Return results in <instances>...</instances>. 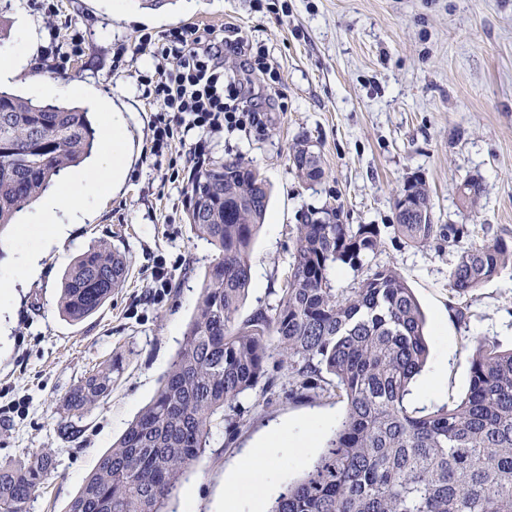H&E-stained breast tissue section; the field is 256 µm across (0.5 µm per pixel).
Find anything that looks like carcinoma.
I'll return each mask as SVG.
<instances>
[{"label": "carcinoma", "mask_w": 512, "mask_h": 512, "mask_svg": "<svg viewBox=\"0 0 512 512\" xmlns=\"http://www.w3.org/2000/svg\"><path fill=\"white\" fill-rule=\"evenodd\" d=\"M97 145V129L77 107L36 103L0 89V233L67 167ZM301 135L290 160L308 183L325 174ZM393 232L416 245L464 231L432 223L425 182L402 189ZM465 207L482 196L479 179L457 188ZM187 221L215 250L196 313L154 398L86 477L67 512H167L182 479L246 394L274 385L268 361L280 357L289 396H333L346 412L320 454L282 484L267 512H512V349L474 337L470 381L459 399L419 407L412 384L429 355L426 318L392 267H368L353 288L335 285L337 263L361 267L381 245L374 224H322L302 214L278 300L240 316L251 283L250 252L265 221L268 191L259 173L220 160L193 173ZM512 267L501 238L460 247L452 290L466 296ZM128 273L125 254L99 242L62 281L59 309L72 321L96 312ZM112 393V363L81 378L61 400L57 435L75 442L84 412ZM57 469L48 450L0 464V512H29Z\"/></svg>", "instance_id": "1"}]
</instances>
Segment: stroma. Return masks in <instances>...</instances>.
<instances>
[{
	"instance_id": "stroma-1",
	"label": "stroma",
	"mask_w": 512,
	"mask_h": 512,
	"mask_svg": "<svg viewBox=\"0 0 512 512\" xmlns=\"http://www.w3.org/2000/svg\"><path fill=\"white\" fill-rule=\"evenodd\" d=\"M11 0L0 12L7 41L27 32L31 55L20 60L8 89L32 96V80L49 73L48 52L70 55L61 77L83 84L89 98L127 113L128 175L113 192L70 225L63 242L41 249L38 272L16 284L0 323V462L47 449L58 466L30 512H66L100 456L150 401L193 316L213 248L193 236L187 187L195 170L185 145L152 151L160 102L146 78L173 59L137 49L142 34L160 36L178 25L229 39L224 66L234 70L261 107L260 126L224 127L204 136L205 158L236 159L258 170L270 200L251 249V285L241 312L274 303L303 211L333 202L342 223L375 224L382 245L372 263L398 270L413 289L430 333L427 370L447 353L442 390L415 389L422 405L444 403L468 384L473 339L512 347V268L466 296L449 287L460 246H424L395 235L396 198L420 177L430 191L432 220L465 227L472 240L512 241V0ZM264 57L270 72L245 65L232 33ZM83 38L74 53V38ZM307 135L326 171L317 184L298 177L289 155ZM478 178L476 208L460 203L458 185ZM35 201L0 235V276L24 244L21 226L34 224ZM105 241L125 252L123 288L78 322L57 307L62 278L89 244ZM164 266L171 284L156 298L152 275ZM113 362L120 368L111 395L84 414L74 443L58 438L59 400L86 373ZM256 402L241 398L240 424L196 462L176 508L224 512L228 477L275 425L323 420L338 424L344 403L290 398L288 372Z\"/></svg>"
}]
</instances>
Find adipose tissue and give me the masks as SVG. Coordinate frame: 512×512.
Here are the masks:
<instances>
[{
	"label": "adipose tissue",
	"mask_w": 512,
	"mask_h": 512,
	"mask_svg": "<svg viewBox=\"0 0 512 512\" xmlns=\"http://www.w3.org/2000/svg\"><path fill=\"white\" fill-rule=\"evenodd\" d=\"M128 124L123 113L106 116L100 130L101 148L94 169L84 176L60 174L47 208L34 230L43 243L64 238L66 220H78L93 201L104 197L111 186L123 179ZM325 425L283 424L270 432L241 463L224 497V512H264L270 491L285 470L286 462L296 460L315 447Z\"/></svg>",
	"instance_id": "obj_1"
}]
</instances>
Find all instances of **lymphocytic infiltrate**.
I'll use <instances>...</instances> for the list:
<instances>
[{"label": "lymphocytic infiltrate", "instance_id": "1", "mask_svg": "<svg viewBox=\"0 0 512 512\" xmlns=\"http://www.w3.org/2000/svg\"><path fill=\"white\" fill-rule=\"evenodd\" d=\"M161 39L165 51L175 54L178 62L170 69H156L147 79L150 95L164 107L153 132L155 153L171 149L192 131L259 124L250 96L235 76L225 75L215 42L198 27L176 26Z\"/></svg>", "mask_w": 512, "mask_h": 512}]
</instances>
